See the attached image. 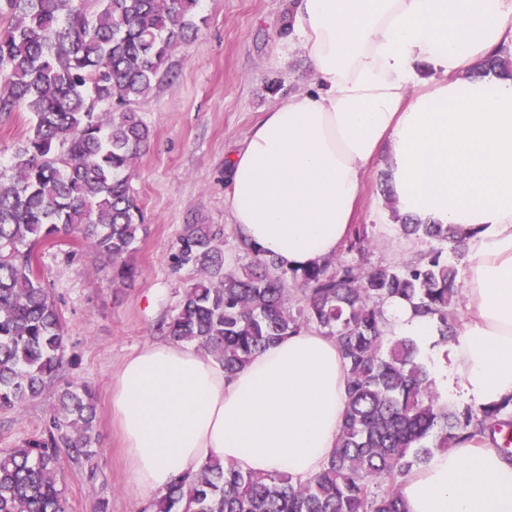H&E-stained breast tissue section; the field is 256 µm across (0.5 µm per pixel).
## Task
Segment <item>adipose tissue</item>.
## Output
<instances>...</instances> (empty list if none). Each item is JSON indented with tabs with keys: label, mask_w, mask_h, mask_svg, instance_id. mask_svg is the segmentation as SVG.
<instances>
[{
	"label": "adipose tissue",
	"mask_w": 512,
	"mask_h": 512,
	"mask_svg": "<svg viewBox=\"0 0 512 512\" xmlns=\"http://www.w3.org/2000/svg\"><path fill=\"white\" fill-rule=\"evenodd\" d=\"M288 31L314 89L267 112L227 159L226 203L243 248L300 270L335 256L364 180L388 173L396 214L465 232L466 312L455 340L397 300L442 399H512V77L477 65L512 53V0H291ZM347 366L317 330L286 337L232 377L185 343L123 363L111 398L130 483L164 493L218 459L305 481L336 449ZM405 512H512V459L492 439L434 451L399 488Z\"/></svg>",
	"instance_id": "adipose-tissue-1"
}]
</instances>
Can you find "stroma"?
Here are the masks:
<instances>
[{
	"mask_svg": "<svg viewBox=\"0 0 512 512\" xmlns=\"http://www.w3.org/2000/svg\"><path fill=\"white\" fill-rule=\"evenodd\" d=\"M290 0H201L205 23L197 37L173 52L169 73L134 109L150 125L149 148L131 181L145 214V230L130 262L135 277L114 287L98 274L89 251L62 238L42 248L41 272L52 288L66 324V377L88 385L95 397L96 455L91 462L62 460L60 487L67 512H143L148 499L131 495L129 475L109 407L110 384L123 361L163 339L169 321L193 278L173 272L171 246L183 225L224 228L227 267L246 265L224 202V160L253 125L289 94L311 89L314 76L298 45L288 38ZM383 165L370 172L356 223L374 240L368 262H402L420 245L389 223ZM52 392L26 407L0 409V448H15L41 433Z\"/></svg>",
	"mask_w": 512,
	"mask_h": 512,
	"instance_id": "35a3bbf8",
	"label": "stroma"
}]
</instances>
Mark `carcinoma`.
<instances>
[{"mask_svg":"<svg viewBox=\"0 0 512 512\" xmlns=\"http://www.w3.org/2000/svg\"><path fill=\"white\" fill-rule=\"evenodd\" d=\"M199 0H0V116L29 115L9 166L0 168V408L17 409L57 386L49 423L18 448L0 449V512H66L61 456L96 454L91 390L62 382L63 317L38 270L40 246L72 237L122 282L144 230L131 171L152 130L131 103L167 74L172 52L205 19ZM425 245L404 262L344 257L301 271L251 249L224 268V228L185 224L171 264L190 268L170 338L190 344L232 377L254 355L314 328L336 341L348 366L347 409L337 447L306 482L244 474L210 461L179 477L152 512H404L400 479L433 451L512 426V405L473 410L440 401L409 337L386 336L385 306L410 304L457 336L458 266L467 242L440 224H402ZM305 304L288 305V286Z\"/></svg>","mask_w":512,"mask_h":512,"instance_id":"1","label":"carcinoma"}]
</instances>
